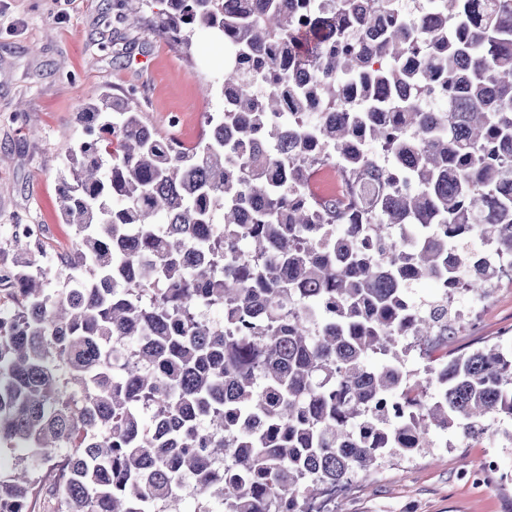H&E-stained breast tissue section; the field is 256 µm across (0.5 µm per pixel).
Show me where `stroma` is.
Here are the masks:
<instances>
[{
    "label": "stroma",
    "instance_id": "stroma-1",
    "mask_svg": "<svg viewBox=\"0 0 512 512\" xmlns=\"http://www.w3.org/2000/svg\"><path fill=\"white\" fill-rule=\"evenodd\" d=\"M115 0H0V239L11 225L39 224L55 253L68 251L57 176L83 137L79 114L92 92H134L144 121L194 145L207 113L221 111L204 83L224 71V46L204 35L184 54L142 20L115 19ZM512 336V286L496 289L477 323L449 337L463 352ZM429 447L358 474L336 498V512H512V444L504 437L463 441L433 432ZM497 476L468 481L486 459Z\"/></svg>",
    "mask_w": 512,
    "mask_h": 512
}]
</instances>
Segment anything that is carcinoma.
<instances>
[{"label": "carcinoma", "mask_w": 512, "mask_h": 512, "mask_svg": "<svg viewBox=\"0 0 512 512\" xmlns=\"http://www.w3.org/2000/svg\"><path fill=\"white\" fill-rule=\"evenodd\" d=\"M473 2L116 0L186 54L222 38L224 108L185 148L134 93L92 94L58 178L70 251L48 262L13 225L0 512H312L432 427L499 433L512 347L431 356L461 322L407 293L458 287L457 237L512 256V0ZM330 164L346 194L311 196Z\"/></svg>", "instance_id": "carcinoma-1"}]
</instances>
